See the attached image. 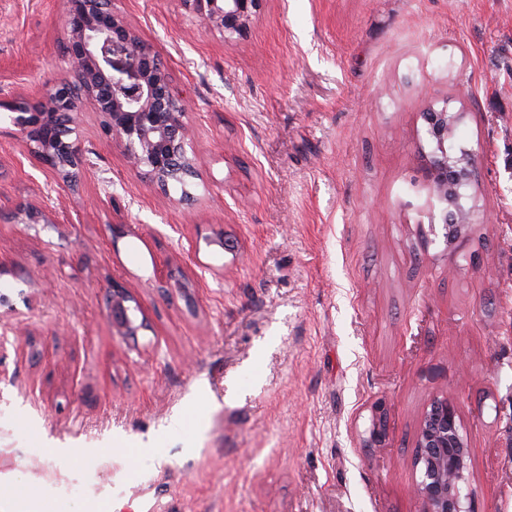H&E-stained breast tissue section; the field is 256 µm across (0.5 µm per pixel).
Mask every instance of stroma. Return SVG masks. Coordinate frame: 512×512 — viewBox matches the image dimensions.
I'll list each match as a JSON object with an SVG mask.
<instances>
[{
	"mask_svg": "<svg viewBox=\"0 0 512 512\" xmlns=\"http://www.w3.org/2000/svg\"><path fill=\"white\" fill-rule=\"evenodd\" d=\"M191 105L186 190L94 110L72 186L0 109V492L37 512H419L454 393L474 512H512V0H262L246 36L112 0ZM64 0H0V93L71 78ZM469 235L432 229L429 106ZM31 203L50 217L20 224ZM181 279L186 291L173 288ZM146 330L112 333V282ZM384 446L366 447L371 407ZM461 113L448 112V106L429 108L423 113L426 133L434 144L429 160L428 176L433 182L438 203L439 219L446 230L447 242L463 230L474 225L475 214L469 211L470 219L462 221L464 191L472 187L479 177L476 158L471 150H457L448 146Z\"/></svg>",
	"mask_w": 512,
	"mask_h": 512,
	"instance_id": "stroma-1",
	"label": "stroma"
}]
</instances>
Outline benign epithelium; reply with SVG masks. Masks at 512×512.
Returning a JSON list of instances; mask_svg holds the SVG:
<instances>
[{
	"mask_svg": "<svg viewBox=\"0 0 512 512\" xmlns=\"http://www.w3.org/2000/svg\"><path fill=\"white\" fill-rule=\"evenodd\" d=\"M262 0H185L204 21L224 33L242 35L249 28ZM63 27L69 37L68 56L80 91L71 93L65 81L45 97L0 98V107L12 113V122L35 155L64 180L82 167L84 154L77 139L63 138L61 127L76 126L87 103L101 117L106 134L122 146L137 168H145L152 181L168 189L171 179L196 176L188 156L187 101L171 87L167 68L152 48L127 25L112 7V0H64ZM426 133L433 143L428 176L433 182L439 219L446 238H454L475 223L460 219L464 191L479 177L476 158L468 149L448 146L461 113L444 105L423 113ZM127 288L112 282L109 299L112 326L121 336L134 337L146 326L136 323ZM376 419L365 445L380 442L385 407L374 405ZM415 468L421 512H473L463 493L467 443L457 399L434 396L422 414L416 432Z\"/></svg>",
	"mask_w": 512,
	"mask_h": 512,
	"instance_id": "obj_1",
	"label": "benign epithelium"
}]
</instances>
